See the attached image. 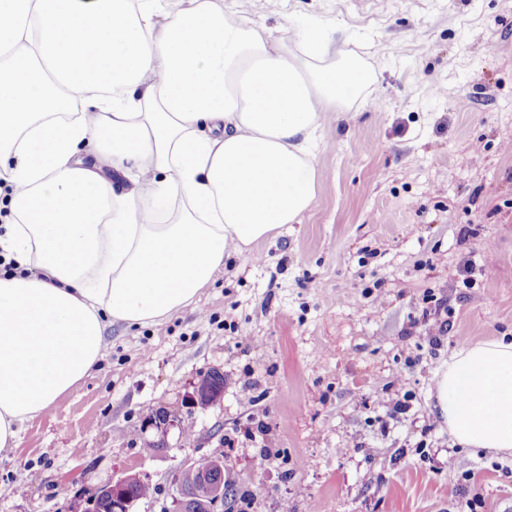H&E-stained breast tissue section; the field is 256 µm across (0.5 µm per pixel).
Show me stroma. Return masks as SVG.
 Returning a JSON list of instances; mask_svg holds the SVG:
<instances>
[{"label":"stroma","mask_w":512,"mask_h":512,"mask_svg":"<svg viewBox=\"0 0 512 512\" xmlns=\"http://www.w3.org/2000/svg\"><path fill=\"white\" fill-rule=\"evenodd\" d=\"M231 5L279 36L340 24L375 102L323 127L301 223L225 258L171 317L110 327L98 366L0 459V512H83L132 473L155 489L138 512H162L203 455L239 489L229 512H512V454L454 445L434 412L460 343L512 336V0ZM432 303L451 322L434 345L410 325ZM215 370L223 400L190 410ZM404 398L407 418L381 430ZM159 410L192 432L153 451ZM449 459L459 482L432 468Z\"/></svg>","instance_id":"stroma-1"}]
</instances>
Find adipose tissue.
Here are the masks:
<instances>
[{
  "label": "adipose tissue",
  "mask_w": 512,
  "mask_h": 512,
  "mask_svg": "<svg viewBox=\"0 0 512 512\" xmlns=\"http://www.w3.org/2000/svg\"><path fill=\"white\" fill-rule=\"evenodd\" d=\"M337 32L278 37L226 0H0V258L17 267L0 275V458L113 323L170 316L225 256L301 222L323 123L377 83ZM435 400L456 444L512 452V339L460 345Z\"/></svg>",
  "instance_id": "adipose-tissue-1"
}]
</instances>
